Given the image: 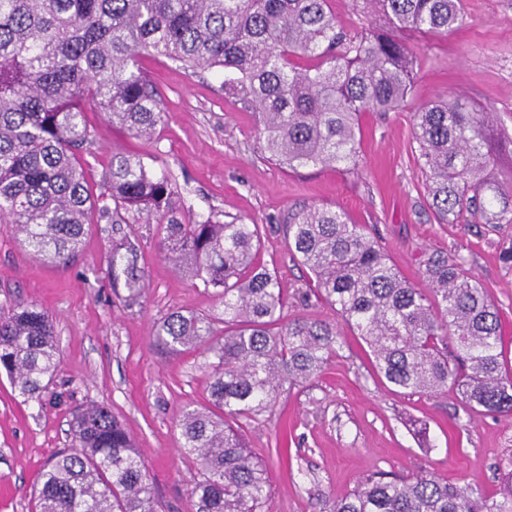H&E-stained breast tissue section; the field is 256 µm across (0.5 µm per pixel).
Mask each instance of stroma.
<instances>
[{"mask_svg": "<svg viewBox=\"0 0 512 512\" xmlns=\"http://www.w3.org/2000/svg\"><path fill=\"white\" fill-rule=\"evenodd\" d=\"M464 24L440 35H411L418 62L415 90L395 112L367 113L359 137V171L307 168L269 161L258 142L257 117L224 92L216 71L193 74L163 58L143 57L167 112L149 138H136L90 107L94 140L79 161L99 193L113 156L133 155L176 180L193 213L259 225L261 260L278 272L287 295L309 282L288 251L283 224L305 205L340 208L365 225L401 274L424 287V255L462 257L500 310L502 351L512 366V225L442 224L429 206L419 170L415 123L434 97L465 99L494 121L492 153L500 181L512 180V0H462ZM132 242L146 271L138 301L114 289L112 243ZM160 227L131 213L125 223L86 225L79 251L64 264L34 257L0 224V306L43 307L54 322L61 366L42 401H23L0 372V512H31L39 472L67 448L75 408L110 407L133 436L165 512H195L188 496L198 478L194 460L179 455L178 419L204 403L211 381L193 350L157 345L153 334L172 311L224 320V305L164 255ZM252 453L269 468L271 512H325L374 470L427 472L480 484L495 494L512 465V415L470 411L452 391L433 395L399 389L374 369L367 345L347 333L338 357L313 381L281 396L272 415L250 423Z\"/></svg>", "mask_w": 512, "mask_h": 512, "instance_id": "obj_1", "label": "stroma"}]
</instances>
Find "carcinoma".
<instances>
[{
  "label": "carcinoma",
  "instance_id": "obj_1",
  "mask_svg": "<svg viewBox=\"0 0 512 512\" xmlns=\"http://www.w3.org/2000/svg\"><path fill=\"white\" fill-rule=\"evenodd\" d=\"M328 2L0 0V223L34 255L64 262L85 225L144 214L164 227L160 252L224 303L220 330L173 311L155 335L171 349L200 351L212 375L208 405L178 421L180 451L198 465L190 490L197 512H269L268 466L248 449L244 423L317 378L343 347L345 325L393 386L450 389L475 412L512 414L499 315L463 259L425 256L428 298L364 225L342 210L303 205L285 220L288 250L315 278L301 300L317 297L336 318H290L278 273L258 261V225L183 219L168 174L129 156L112 158L99 195L88 189L77 158L92 144L86 105L135 137L165 123L160 94L139 68L145 54L186 71L224 72V91L257 115L264 153L288 169H355L362 114L392 112L412 93L416 59L402 35L447 32L464 15L461 0H355L383 24L349 32ZM416 117L420 172L439 220L512 224V183L489 178L487 114L461 98H435ZM111 262L123 263L114 282L140 297L145 272L134 248L115 243ZM60 364L45 310L0 308V368L24 400L41 401ZM70 437L72 447L42 467L36 512H158L149 469L110 409L75 413ZM328 512H512V469L495 496L470 482L377 470Z\"/></svg>",
  "mask_w": 512,
  "mask_h": 512
}]
</instances>
